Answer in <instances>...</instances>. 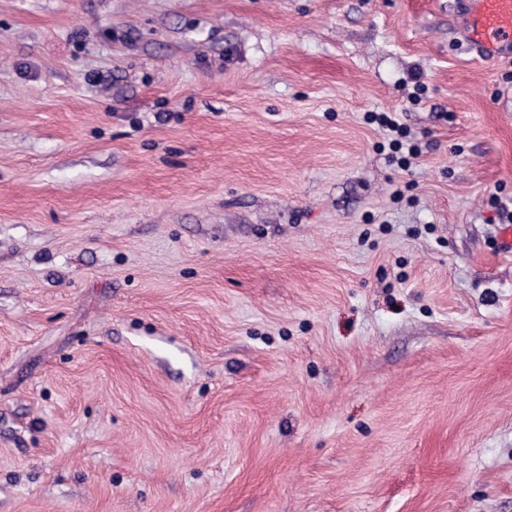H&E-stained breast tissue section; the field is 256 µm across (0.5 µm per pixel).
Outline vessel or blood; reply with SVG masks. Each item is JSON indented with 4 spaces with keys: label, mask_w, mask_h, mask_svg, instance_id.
<instances>
[{
    "label": "vessel or blood",
    "mask_w": 512,
    "mask_h": 512,
    "mask_svg": "<svg viewBox=\"0 0 512 512\" xmlns=\"http://www.w3.org/2000/svg\"><path fill=\"white\" fill-rule=\"evenodd\" d=\"M457 42L482 58L512 45V0H461L456 14Z\"/></svg>",
    "instance_id": "b4317fda"
}]
</instances>
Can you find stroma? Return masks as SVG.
<instances>
[{
  "label": "stroma",
  "instance_id": "stroma-1",
  "mask_svg": "<svg viewBox=\"0 0 512 512\" xmlns=\"http://www.w3.org/2000/svg\"><path fill=\"white\" fill-rule=\"evenodd\" d=\"M450 2L0 0V512H512V52ZM371 121L377 122L378 125L390 132L391 134H395L398 138H394L391 140V145L396 151H400L404 148V143L400 138L406 137V132L404 131V127L399 123L396 118V113L393 112H381L371 114L369 116ZM400 137V138H399Z\"/></svg>",
  "mask_w": 512,
  "mask_h": 512
}]
</instances>
